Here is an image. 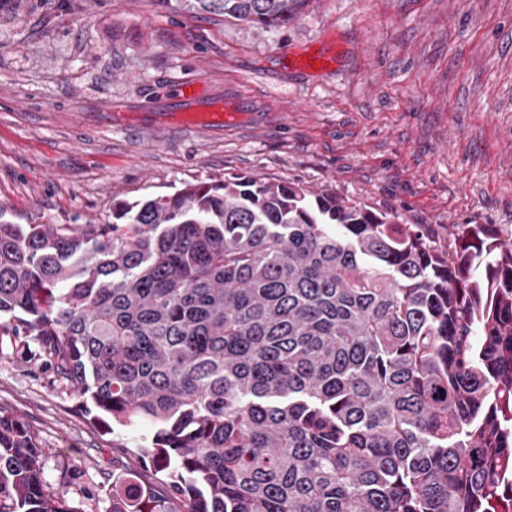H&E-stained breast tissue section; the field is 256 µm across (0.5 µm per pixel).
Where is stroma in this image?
<instances>
[{
	"instance_id": "obj_1",
	"label": "stroma",
	"mask_w": 512,
	"mask_h": 512,
	"mask_svg": "<svg viewBox=\"0 0 512 512\" xmlns=\"http://www.w3.org/2000/svg\"><path fill=\"white\" fill-rule=\"evenodd\" d=\"M336 42L326 74L292 52ZM191 81L189 103L178 89ZM234 114L213 126L220 107ZM258 175L423 224L512 228V0H313L256 30L179 0H0V222L104 224L118 201ZM27 336L0 338V408L80 474L92 512L142 466Z\"/></svg>"
}]
</instances>
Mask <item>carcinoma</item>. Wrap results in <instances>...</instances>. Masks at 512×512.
Returning a JSON list of instances; mask_svg holds the SVG:
<instances>
[{
	"instance_id": "1",
	"label": "carcinoma",
	"mask_w": 512,
	"mask_h": 512,
	"mask_svg": "<svg viewBox=\"0 0 512 512\" xmlns=\"http://www.w3.org/2000/svg\"><path fill=\"white\" fill-rule=\"evenodd\" d=\"M255 29L310 0H187ZM0 332L167 477L110 512H512V230L443 250L330 191L241 176L0 224ZM0 410V512H88Z\"/></svg>"
}]
</instances>
